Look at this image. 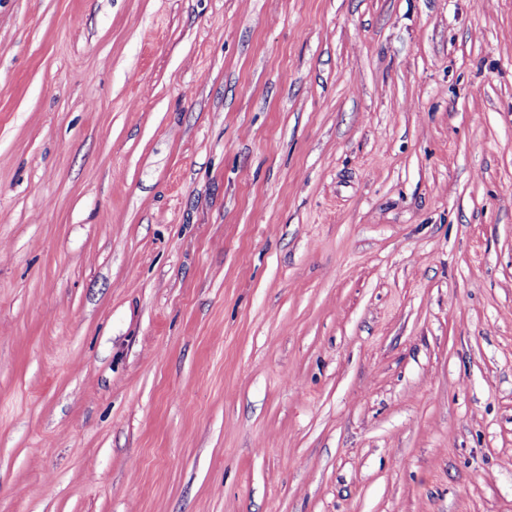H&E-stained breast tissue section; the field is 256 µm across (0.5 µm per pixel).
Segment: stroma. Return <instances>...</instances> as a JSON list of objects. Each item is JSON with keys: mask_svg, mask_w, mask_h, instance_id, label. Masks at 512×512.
Here are the masks:
<instances>
[{"mask_svg": "<svg viewBox=\"0 0 512 512\" xmlns=\"http://www.w3.org/2000/svg\"><path fill=\"white\" fill-rule=\"evenodd\" d=\"M0 512H512V0H0Z\"/></svg>", "mask_w": 512, "mask_h": 512, "instance_id": "35a3bbf8", "label": "stroma"}]
</instances>
